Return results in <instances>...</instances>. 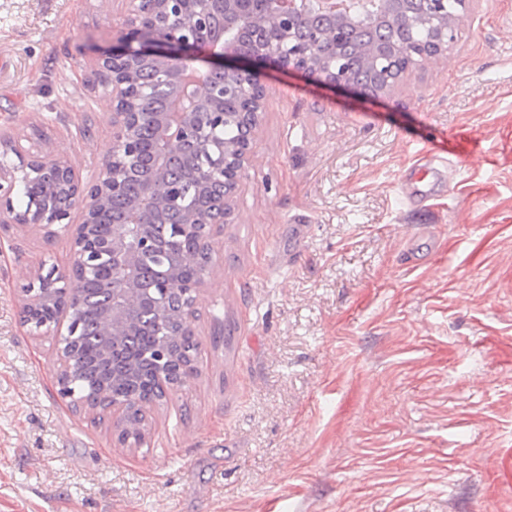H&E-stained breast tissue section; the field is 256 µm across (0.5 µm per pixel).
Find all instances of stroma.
Masks as SVG:
<instances>
[{
  "instance_id": "obj_1",
  "label": "stroma",
  "mask_w": 512,
  "mask_h": 512,
  "mask_svg": "<svg viewBox=\"0 0 512 512\" xmlns=\"http://www.w3.org/2000/svg\"><path fill=\"white\" fill-rule=\"evenodd\" d=\"M124 12L0 0V136L92 181L112 99L76 46ZM456 33L375 99L267 72L196 371L141 447L60 398L52 336L20 320L69 236L0 223V512H512V0H475ZM435 147L449 192L410 210Z\"/></svg>"
}]
</instances>
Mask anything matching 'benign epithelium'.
I'll list each match as a JSON object with an SVG mask.
<instances>
[{
    "label": "benign epithelium",
    "instance_id": "obj_1",
    "mask_svg": "<svg viewBox=\"0 0 512 512\" xmlns=\"http://www.w3.org/2000/svg\"><path fill=\"white\" fill-rule=\"evenodd\" d=\"M125 4L123 28L111 46L101 48L84 43L77 46L79 53L91 54L112 96V149L103 159L97 179L84 183L66 158L26 156L18 143L0 138L3 155L11 152L20 158L18 166L0 162V223L37 228L48 238L64 231L71 239L68 266L62 271L55 266L46 272L40 270L22 288L23 322L37 335L50 333L55 337L56 383L65 399H74L72 378L80 363L78 336L82 328L80 305L73 300L76 289L97 269L101 253L111 251L112 298L104 335L117 334L135 299L139 260L155 249L154 238L147 232L143 217L164 203L159 182L145 186L131 223L112 225L107 242H101L93 232L101 209L122 188L121 176L130 172L143 149L138 133L140 113L131 108L135 100L147 95L146 89L134 81L137 64L144 60L156 62L161 82L188 90L187 97L193 104L207 105L202 113L188 109L177 113V128L171 135L166 134V112L157 114L149 128L159 176L166 174L175 157L189 144L197 147L208 167L202 189L209 195V204L202 211L192 203L187 205L186 225L196 234L200 248V278L186 283L174 275L168 281V287L175 293L184 292L195 298L205 285L207 268L213 261L214 236L223 232L225 225L235 223L232 202L255 152L266 96L257 64L300 73L309 71L312 59L308 46L294 44L292 51H284V44L294 37L291 25L306 13L323 17V12L336 4V0H266L267 12L277 28L245 54L237 50L231 39L238 21L251 15L247 0H125ZM197 62L206 67L195 66ZM322 71V83L358 89L354 80L335 67L324 65ZM230 82L237 87L247 109L238 112L237 142L226 146L221 131L229 116L224 111V97ZM19 185L38 187L31 193L27 207L20 211L12 201L13 191ZM194 371L195 358L191 355L185 374L175 383L158 374L162 397L181 388ZM75 403L110 414L112 432L118 438L128 428L132 412L143 416L147 406L145 402L132 406L112 400L104 392L75 399Z\"/></svg>",
    "mask_w": 512,
    "mask_h": 512
}]
</instances>
